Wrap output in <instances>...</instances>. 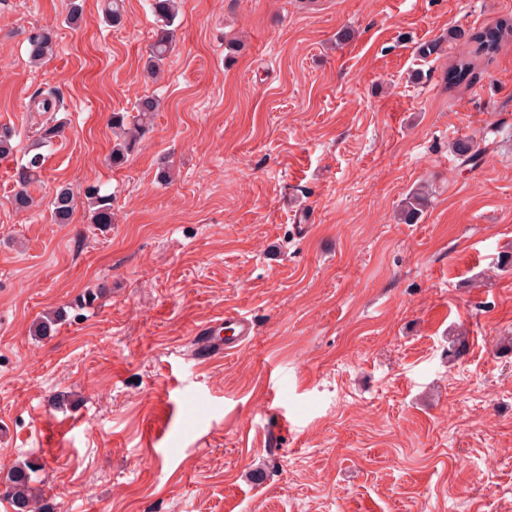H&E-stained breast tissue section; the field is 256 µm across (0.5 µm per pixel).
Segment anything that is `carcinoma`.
Wrapping results in <instances>:
<instances>
[{
    "mask_svg": "<svg viewBox=\"0 0 512 512\" xmlns=\"http://www.w3.org/2000/svg\"><path fill=\"white\" fill-rule=\"evenodd\" d=\"M149 11L154 18V37L147 58V72L155 75L160 70L172 49L175 21L178 17L177 0H149ZM124 20V0H105L104 21L119 26ZM512 40V19H502L492 26L477 30L451 29L448 41L456 42L463 48L462 53L448 64V90L456 91L468 88L474 81L476 62L481 58L495 55L502 43ZM54 36L51 30L39 28L28 37V56L31 62L39 63L53 52ZM57 91L49 88L32 97V104L38 112H53L57 105ZM159 110L158 100L153 96L141 98L136 105V114L114 112L111 116L112 132L115 136L111 158L118 163L125 158L141 140L149 127L152 117ZM65 124L48 123L39 130L38 138L24 154L17 167V189L12 197L13 205L18 210L28 209L33 198L29 192L31 185L40 181L45 155L39 152L49 147L55 139L63 136ZM454 152L460 157L461 165L476 168L486 161L487 153L470 138H460L454 144ZM86 197L91 203L92 220L96 224L112 223V203L108 195L100 194L97 188L87 190ZM427 196L423 191L413 192L405 202L402 221L414 224L419 218V211L425 206ZM75 201L73 193L67 187L56 191L50 202L54 221L63 223L70 218ZM38 470L33 464L12 465L0 469L4 492L0 495L14 507V512H51L44 502L41 489L35 486Z\"/></svg>",
    "mask_w": 512,
    "mask_h": 512,
    "instance_id": "carcinoma-1",
    "label": "carcinoma"
}]
</instances>
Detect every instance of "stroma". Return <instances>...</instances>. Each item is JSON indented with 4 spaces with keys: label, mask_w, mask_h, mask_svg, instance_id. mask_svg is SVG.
<instances>
[{
    "label": "stroma",
    "mask_w": 512,
    "mask_h": 512,
    "mask_svg": "<svg viewBox=\"0 0 512 512\" xmlns=\"http://www.w3.org/2000/svg\"><path fill=\"white\" fill-rule=\"evenodd\" d=\"M73 1L0 0V455L41 465L52 512H512V43L470 89L444 80L449 28L512 0H184L156 79L146 0L118 27L101 0L67 24ZM36 28L56 42L38 66ZM47 88L65 136L18 210ZM144 96L152 126L112 163L110 116ZM464 137L488 151L469 172ZM228 310L256 334L201 364L197 332ZM49 418L83 424L47 449ZM75 201L73 193L68 187H61L56 191L50 202L51 215L54 221L64 223L70 218ZM88 202L91 203L95 224H108L112 221V203L109 195H101L100 189L89 188L86 193ZM166 421H165V407H157L153 413L151 423H147L145 430L142 434V442L144 453L149 459H153L158 455L156 448L158 442L165 434Z\"/></svg>",
    "instance_id": "obj_1"
}]
</instances>
